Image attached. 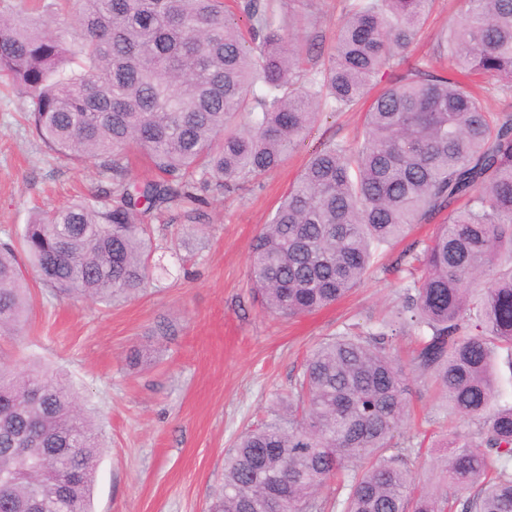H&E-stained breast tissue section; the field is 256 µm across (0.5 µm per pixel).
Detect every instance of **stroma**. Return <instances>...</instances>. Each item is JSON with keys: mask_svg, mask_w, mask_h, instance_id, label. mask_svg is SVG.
Instances as JSON below:
<instances>
[{"mask_svg": "<svg viewBox=\"0 0 512 512\" xmlns=\"http://www.w3.org/2000/svg\"><path fill=\"white\" fill-rule=\"evenodd\" d=\"M345 0H319L303 34L319 67L336 40ZM467 0H434L411 57L432 49L436 34L461 19ZM24 99L0 86V242L39 210L66 204L101 184L94 170L55 161L22 118ZM363 111L324 110L282 166L233 193L214 191L200 219L172 211L156 239L165 273L146 293L111 306L58 299L27 272L33 310L12 361L64 373L88 401L102 453L94 512H206L219 487L224 454L287 392L307 350L357 323L369 327L400 307L403 285L390 266L407 241L384 247L379 266L348 297L295 319L268 316L248 280L249 244L267 223L309 157L333 140L362 137ZM139 361H132L133 352ZM415 425L404 438L438 427L441 402L423 380L410 383Z\"/></svg>", "mask_w": 512, "mask_h": 512, "instance_id": "obj_1", "label": "stroma"}]
</instances>
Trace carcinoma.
<instances>
[{
  "label": "carcinoma",
  "mask_w": 512,
  "mask_h": 512,
  "mask_svg": "<svg viewBox=\"0 0 512 512\" xmlns=\"http://www.w3.org/2000/svg\"><path fill=\"white\" fill-rule=\"evenodd\" d=\"M55 18L0 7V79L28 102L52 154L106 185L0 244V336H18L32 300L22 263L61 298L110 304L153 279L151 215L202 216L204 193L279 168L321 108L353 109L372 87L364 134L332 141L253 239L249 276L272 317L320 311L362 285L376 252L414 224L400 309L318 342L288 394L224 457L207 512H512V402L496 354L512 351V0H467L431 55L406 56L433 0H349L322 67L291 42L314 0H248L251 42L224 0H67ZM450 61L453 73L437 68ZM145 153L153 179L129 177ZM416 334L410 362L397 337ZM463 423L426 480L403 427L410 380ZM98 439L66 377L17 369L0 349V512H91Z\"/></svg>",
  "instance_id": "cac0c4a2"
}]
</instances>
